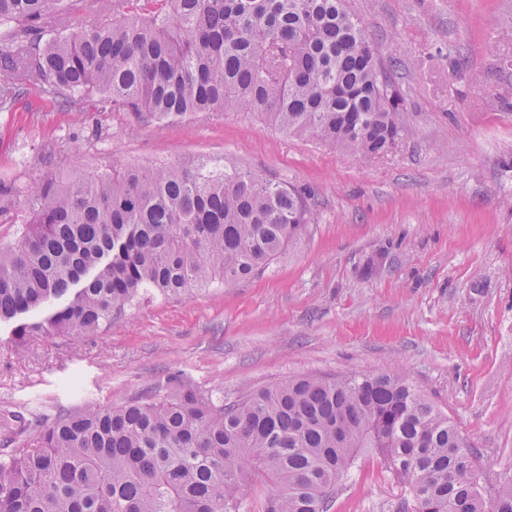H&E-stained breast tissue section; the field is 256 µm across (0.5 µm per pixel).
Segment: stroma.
I'll use <instances>...</instances> for the list:
<instances>
[{"instance_id":"35a3bbf8","label":"stroma","mask_w":512,"mask_h":512,"mask_svg":"<svg viewBox=\"0 0 512 512\" xmlns=\"http://www.w3.org/2000/svg\"><path fill=\"white\" fill-rule=\"evenodd\" d=\"M404 94L400 139L359 161L257 112L164 125L37 93L0 112V241L60 170L210 164L309 188L318 213L261 276L189 297L142 295L101 335L29 337L0 323V443L41 420L119 405L169 379L233 401L293 377L405 372L467 439L484 494L512 480V0H349ZM78 378L79 390L67 381ZM29 418L18 427L11 413ZM407 487L373 448L329 512H402Z\"/></svg>"}]
</instances>
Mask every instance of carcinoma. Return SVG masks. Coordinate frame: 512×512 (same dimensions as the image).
Masks as SVG:
<instances>
[{"label": "carcinoma", "instance_id": "carcinoma-1", "mask_svg": "<svg viewBox=\"0 0 512 512\" xmlns=\"http://www.w3.org/2000/svg\"><path fill=\"white\" fill-rule=\"evenodd\" d=\"M0 0V112L35 90L67 112L157 124L261 112L366 160L399 138L403 95L347 0ZM83 20L57 29L73 13ZM0 245V322L33 335L99 336L142 292L192 295L263 274L318 221L312 191L204 166L52 175ZM65 299L40 319L25 313ZM409 487L404 512H512L492 504L466 438L397 370L299 377L234 402L178 379L122 406L61 411L36 448H0V512H328L358 452Z\"/></svg>", "mask_w": 512, "mask_h": 512}]
</instances>
